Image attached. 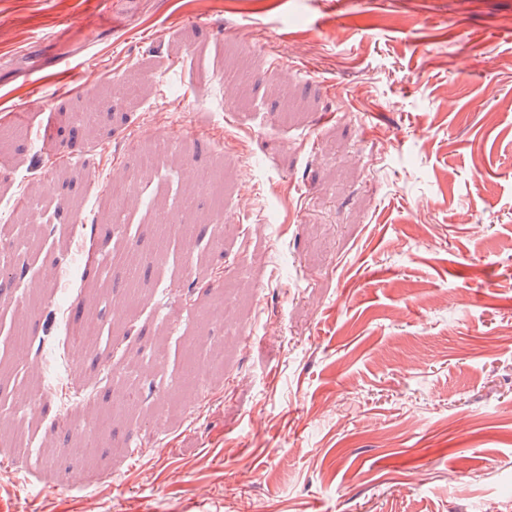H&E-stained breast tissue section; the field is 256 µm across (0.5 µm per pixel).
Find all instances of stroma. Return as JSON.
<instances>
[{
	"instance_id": "stroma-1",
	"label": "stroma",
	"mask_w": 512,
	"mask_h": 512,
	"mask_svg": "<svg viewBox=\"0 0 512 512\" xmlns=\"http://www.w3.org/2000/svg\"><path fill=\"white\" fill-rule=\"evenodd\" d=\"M83 9L0 0V512H512V0Z\"/></svg>"
}]
</instances>
